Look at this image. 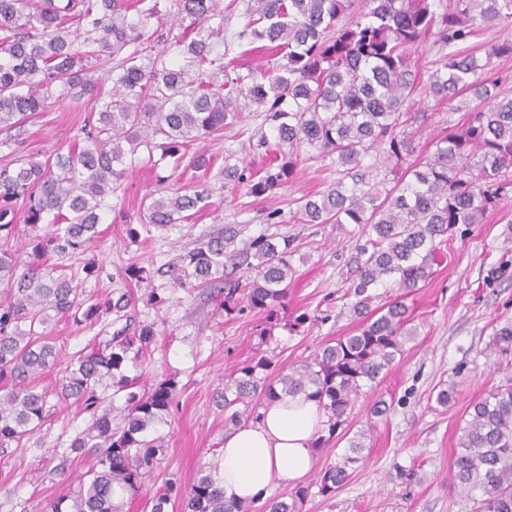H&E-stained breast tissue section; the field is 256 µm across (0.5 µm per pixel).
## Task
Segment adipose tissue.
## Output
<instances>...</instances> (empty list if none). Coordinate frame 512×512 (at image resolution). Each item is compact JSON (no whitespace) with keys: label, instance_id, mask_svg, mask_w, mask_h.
<instances>
[{"label":"adipose tissue","instance_id":"1","mask_svg":"<svg viewBox=\"0 0 512 512\" xmlns=\"http://www.w3.org/2000/svg\"><path fill=\"white\" fill-rule=\"evenodd\" d=\"M323 421L317 400L300 394L269 404L260 421L226 436L219 474L225 500L260 501L272 484L305 477Z\"/></svg>","mask_w":512,"mask_h":512}]
</instances>
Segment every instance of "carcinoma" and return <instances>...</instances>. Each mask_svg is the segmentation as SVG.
Wrapping results in <instances>:
<instances>
[{
    "label": "carcinoma",
    "mask_w": 512,
    "mask_h": 512,
    "mask_svg": "<svg viewBox=\"0 0 512 512\" xmlns=\"http://www.w3.org/2000/svg\"><path fill=\"white\" fill-rule=\"evenodd\" d=\"M247 0V23L240 36L253 50H287L286 63H266L243 74L224 66V52L212 35L184 27L172 37L179 63L167 65L147 54V21L157 5L126 20L128 0H0V127H14L48 106L53 94L67 96L96 85L93 56L114 57L120 74L112 79L101 108L87 117L85 145L41 160L33 153L0 167V449L21 444L45 419L50 394L93 412L70 451L87 462L78 494L49 504L50 512H120L117 492L136 493L152 478L166 453L157 425L175 399L170 378L137 389L125 375L155 339L144 325L131 338L122 328L105 344L74 354L52 388L41 377L56 365L59 352L46 326L83 312L86 320L126 311L135 302L125 292L104 305L83 307L80 279L62 265L46 263L55 253L92 248L99 238L100 213L111 208L112 184L121 180L124 159L160 148L179 164L190 142L206 138L246 118L245 99L264 109V122L278 145L307 147L336 161V180L314 199L297 201L303 224H355L356 245L350 312L354 331L326 345L312 362L271 373L261 355L233 368L217 395L224 423L239 426L261 419L260 408L288 396L316 399L327 413L328 436L361 391L374 382L413 335L405 299L430 275L439 246L459 225L481 224L501 211L512 190V94L493 77V60L512 58V0ZM180 20L201 24L217 12V0H171ZM483 27L502 37L482 56L465 47ZM433 39L436 58L424 62L428 80L412 69V50ZM438 103L459 96L469 105L448 134L433 141L424 162L415 152L409 127L419 120L410 98L417 90ZM376 156L382 162H366ZM293 163L263 175L248 166L224 168V179L253 195L270 194ZM393 174L392 186L380 168ZM210 197L203 182L191 194L168 196L156 189L145 196L143 227H163L192 217ZM25 202L27 240L15 248L17 201ZM50 220L46 231L40 224ZM238 233L213 236L180 258L173 284L186 288L211 282L227 269L251 276L226 282L218 307L247 309L270 320L284 306L292 271L291 240L261 233L241 242ZM393 283L398 295L379 305L374 289ZM499 353H512V321L495 332ZM124 394L120 423L102 393ZM452 462V479L466 492L478 491V512H512V383L472 403ZM352 456L330 466L319 491L345 484ZM218 453L203 464L193 484L167 481L151 499V512H249L250 504L229 503L217 474ZM308 489L267 504L268 512H300Z\"/></svg>",
    "instance_id": "carcinoma-1"
}]
</instances>
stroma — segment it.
I'll return each mask as SVG.
<instances>
[{"instance_id":"stroma-1","label":"stroma","mask_w":512,"mask_h":512,"mask_svg":"<svg viewBox=\"0 0 512 512\" xmlns=\"http://www.w3.org/2000/svg\"><path fill=\"white\" fill-rule=\"evenodd\" d=\"M229 2L220 0L219 15L202 24L201 31L218 34L240 65H256L258 57L246 54L247 43L238 37L247 23L244 10ZM93 65L95 90L78 88L51 99L45 112L0 130V166L24 151L46 157L81 143L85 115L95 108L97 93L110 90L117 73L111 58L94 59ZM414 100L416 109L428 115L413 154L422 161L454 112L451 105L434 104L419 94ZM261 133L267 146L253 147L250 136ZM199 154L209 157V170L193 168ZM291 156L278 146L261 114L250 112L243 123L193 142L179 167L166 160L155 166L135 160L101 214L96 247L49 257L50 263L75 268L94 264V273L81 286L85 304L133 292V323L153 325L156 338L142 371L131 368L127 374L140 376L145 384L161 377L173 378L176 384L173 407L160 426L168 436L166 454L155 479L145 482L136 496L124 498L123 512H150L147 503L165 480L190 486L211 460L226 433L216 394L234 367L262 354L272 359L275 369L298 366L356 325L349 312V292L357 225L293 220L298 198L329 185L324 160L300 149L292 156L297 161L293 176L266 197L224 185L225 165L245 163L275 172ZM204 179L213 195L193 219L152 229L135 240L129 237L128 228L142 222L146 194L160 186L167 193L184 194ZM276 208L280 223H267L268 212ZM228 228L245 239L261 232L290 236L292 276L277 320L269 323L252 312L227 314L212 300L209 288L174 286L169 267L200 239L223 235ZM133 263L150 270L149 281L127 279L125 269ZM432 271L407 300L415 336L405 342L387 372L363 385L336 434L316 448L314 469L300 483L308 489L301 512H474L473 495L453 484L450 471L469 405L512 381V355L499 356L494 345L495 330L512 320V225L495 213L465 233H454ZM122 326L108 314L86 325L59 318L50 322L48 332L57 349L69 356L107 342ZM443 389L453 394L445 407L436 401ZM379 400L390 410L371 416L370 408ZM91 422V413L49 399L42 426L19 447L0 452V512H43L47 504L74 495L85 465L74 460L68 446ZM359 434L364 437L362 462L341 488L321 494L320 471L341 462L350 440Z\"/></svg>"}]
</instances>
